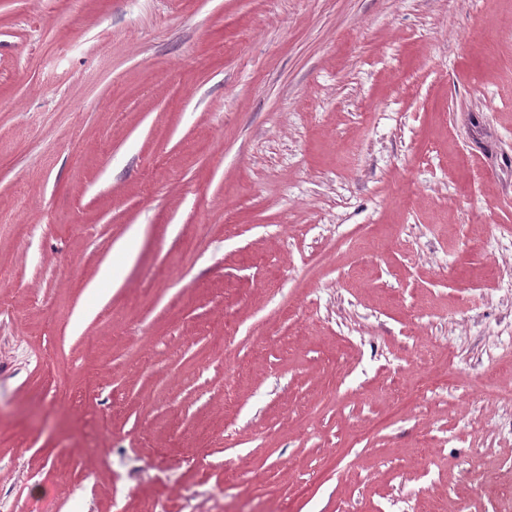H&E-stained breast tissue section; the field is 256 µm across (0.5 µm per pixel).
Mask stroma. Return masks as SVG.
<instances>
[{"label": "stroma", "mask_w": 512, "mask_h": 512, "mask_svg": "<svg viewBox=\"0 0 512 512\" xmlns=\"http://www.w3.org/2000/svg\"><path fill=\"white\" fill-rule=\"evenodd\" d=\"M508 15L0 0V512H501Z\"/></svg>", "instance_id": "35a3bbf8"}]
</instances>
